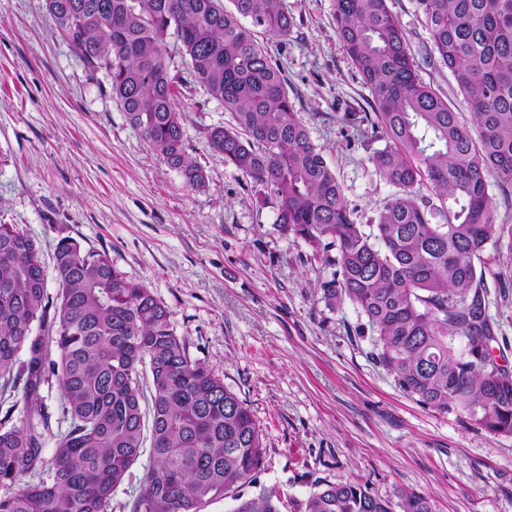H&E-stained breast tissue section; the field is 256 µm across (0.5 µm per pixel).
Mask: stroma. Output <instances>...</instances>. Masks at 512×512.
Wrapping results in <instances>:
<instances>
[{
    "label": "stroma",
    "mask_w": 512,
    "mask_h": 512,
    "mask_svg": "<svg viewBox=\"0 0 512 512\" xmlns=\"http://www.w3.org/2000/svg\"><path fill=\"white\" fill-rule=\"evenodd\" d=\"M284 3L296 26L268 41L269 57L357 222L372 223L393 188L369 160L370 128L347 121L370 111L371 92L336 36L333 0ZM388 4L424 79L461 103L451 73L425 60L415 0ZM176 94L186 154L207 176L200 189L152 153L108 72L87 70L45 0H0V222L39 239L48 259L65 237L104 253L164 303L191 359L246 401L265 437L259 487L279 488L286 512L319 481H356L383 498L413 490L436 512H512V435L400 389L365 317L349 301H324L332 268L280 235L274 205L213 150L208 132L231 114L195 83ZM489 313L502 331L493 353L512 369V294L491 292Z\"/></svg>",
    "instance_id": "35a3bbf8"
}]
</instances>
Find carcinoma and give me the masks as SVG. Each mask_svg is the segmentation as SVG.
<instances>
[{"mask_svg": "<svg viewBox=\"0 0 512 512\" xmlns=\"http://www.w3.org/2000/svg\"><path fill=\"white\" fill-rule=\"evenodd\" d=\"M232 2V11L224 0H46V9L86 68L109 73L131 124L192 188L206 175L185 155L175 88L191 80L222 103L235 125L212 128V148L263 202L274 201L275 230L335 267L322 298L360 310L399 387L428 408L512 435V372L490 347L498 326L482 270L489 249L512 264V224L496 222L487 192L490 176L512 188V0H415L430 59L453 75L469 120L420 76L387 0H333L336 34L373 98V112L350 117L385 142L369 160L395 188L373 224L354 220L284 70L259 41L288 39L296 22L284 0ZM170 31L186 78L167 64ZM52 261L53 300L40 243L0 224V396L20 387L23 401L0 418V512H109L145 454L130 512H204L217 499L230 500V512H281L276 488L243 492L262 470V429L244 400L191 359L167 307L70 238ZM51 376L67 429L57 434L52 480L34 482L51 431L40 388ZM294 512L435 509L413 490L380 498L348 481L317 484Z\"/></svg>", "mask_w": 512, "mask_h": 512, "instance_id": "1", "label": "carcinoma"}]
</instances>
